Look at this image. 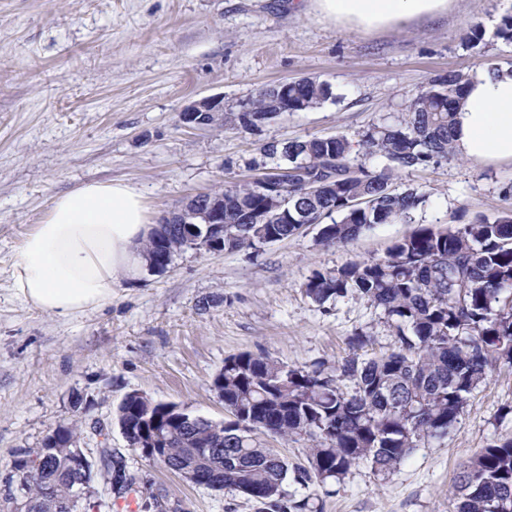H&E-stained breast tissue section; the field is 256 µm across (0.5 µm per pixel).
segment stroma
Returning <instances> with one entry per match:
<instances>
[{
  "mask_svg": "<svg viewBox=\"0 0 512 512\" xmlns=\"http://www.w3.org/2000/svg\"><path fill=\"white\" fill-rule=\"evenodd\" d=\"M512 0H450L436 20L356 33L294 0H0V501L14 454L77 423L79 447L98 462L112 448L136 490L110 493L96 477L97 512H259L233 489L189 485L133 452L117 421L131 393L227 419L211 382L225 358L265 353L288 367L330 365L390 352L384 313L366 299L317 304L313 271L384 257L419 228H458L512 213V166L456 156L395 177L396 191L427 196L409 222L377 224L347 246L317 242L319 225L239 251L186 247L164 272L124 281L110 305L69 319L26 306L11 266L25 233L52 198L90 181H123L144 196L149 220L201 192L264 173L270 141L344 135L368 127L426 87L431 77L512 69L497 38ZM480 25L473 49L464 38ZM329 83L333 101L284 112L243 130L242 103L270 85ZM220 96L224 119L202 129L180 120L189 102ZM366 345L350 343L355 332ZM512 437V369L474 391L447 437L415 448L386 476L353 466L336 483L286 482L322 512H453L456 475L482 448Z\"/></svg>",
  "mask_w": 512,
  "mask_h": 512,
  "instance_id": "obj_1",
  "label": "stroma"
}]
</instances>
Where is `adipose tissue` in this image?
<instances>
[{
	"instance_id": "adipose-tissue-1",
	"label": "adipose tissue",
	"mask_w": 512,
	"mask_h": 512,
	"mask_svg": "<svg viewBox=\"0 0 512 512\" xmlns=\"http://www.w3.org/2000/svg\"><path fill=\"white\" fill-rule=\"evenodd\" d=\"M343 30L369 33L448 12L449 0H308ZM455 152L479 165L512 166V71L472 76L456 111ZM154 229L142 194L121 182H89L55 196L24 238L12 290L34 309L68 318L111 304L122 279L145 264Z\"/></svg>"
}]
</instances>
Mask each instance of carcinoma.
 <instances>
[{
	"instance_id": "cac0c4a2",
	"label": "carcinoma",
	"mask_w": 512,
	"mask_h": 512,
	"mask_svg": "<svg viewBox=\"0 0 512 512\" xmlns=\"http://www.w3.org/2000/svg\"><path fill=\"white\" fill-rule=\"evenodd\" d=\"M469 76L448 72L430 80L398 116L371 125L357 142L344 135L273 141L262 148L275 167L288 170V204L272 206L257 183L224 187V249L256 248L294 235L301 223L319 224L320 244L345 246L367 228L410 221L426 203L415 189L396 193L400 173L437 164L454 153L455 112ZM333 98L331 86L310 78L288 83L281 96L261 91L241 105V126L250 130L278 115L306 112ZM376 157L380 168L363 160ZM333 177V187L314 191L312 179ZM351 198L365 200L350 208ZM268 208L269 224L250 223ZM329 223H324V220ZM179 224L155 252L175 255L191 245ZM313 302L359 296L391 321L395 348L380 356H350L334 366L289 368L264 353L243 352L224 360L212 390L232 419L215 422L189 412L186 422L169 403L127 395L117 422L132 442L143 434L162 439L170 470L192 482L200 473L243 494L252 487L270 512H314L307 498L285 497L288 475L305 486L338 480L366 462L377 475L394 472L419 445L448 435L469 396L500 366L512 367V214L481 219L451 231L422 227L396 241L380 259L348 261L313 272L304 287ZM310 441L306 464H292L257 433ZM77 427H62L54 443L21 448L14 465L32 464L31 477L7 498L10 512H90L92 484L81 486L70 468ZM108 484L130 488L122 457L99 449ZM455 512H512V438L483 449L455 479Z\"/></svg>"
}]
</instances>
